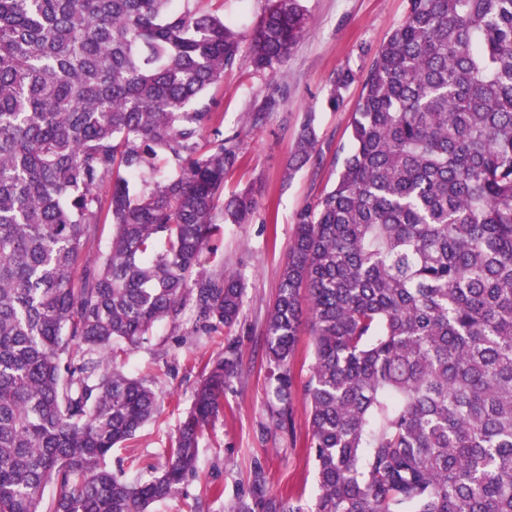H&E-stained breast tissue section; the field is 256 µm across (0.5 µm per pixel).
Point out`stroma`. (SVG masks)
I'll use <instances>...</instances> for the list:
<instances>
[{"label": "stroma", "instance_id": "1", "mask_svg": "<svg viewBox=\"0 0 512 512\" xmlns=\"http://www.w3.org/2000/svg\"><path fill=\"white\" fill-rule=\"evenodd\" d=\"M310 20L275 75L247 66L226 71L221 84L205 94L213 126L238 135L242 165L226 178L229 192L249 191L256 202L252 223L222 225L216 253L207 268L238 273L245 286L240 321L214 336L190 335L162 321L148 342L122 356L124 371L155 390L160 413L125 446L113 449L109 462L130 481L149 478L165 462L182 412L189 407L205 362L223 354L226 341L238 347L236 371L224 390V411L210 426L198 452V476L182 493L155 505L153 512H224L249 487L254 464H261L276 493L312 501L316 469L308 448V408L303 389L310 376L313 343L310 324H302L292 364L293 415L289 430L268 426V367L265 320L280 284L294 233L296 214L318 200L336 178L350 143L352 117L360 94L353 84L340 108L327 99L338 70L365 71L390 33L405 19L407 0H304ZM277 106L252 123L266 97ZM312 122L317 154L289 172L292 151L304 122ZM223 487L222 497L206 495V485Z\"/></svg>", "mask_w": 512, "mask_h": 512}]
</instances>
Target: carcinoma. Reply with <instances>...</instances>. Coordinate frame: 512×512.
Returning a JSON list of instances; mask_svg holds the SVG:
<instances>
[{
	"label": "carcinoma",
	"mask_w": 512,
	"mask_h": 512,
	"mask_svg": "<svg viewBox=\"0 0 512 512\" xmlns=\"http://www.w3.org/2000/svg\"><path fill=\"white\" fill-rule=\"evenodd\" d=\"M202 2L0 0V512H151L196 476L223 411L231 341L160 472L108 463L159 414L117 353L188 301L197 335L242 313L240 276L205 264L217 221L249 224L255 202L222 199L241 144L204 138V94L243 64L275 74L310 20L271 0L244 35ZM356 81L351 148L296 214L266 318L285 429L308 290L318 493L273 494L256 462L227 512H512V0H408L329 105ZM316 146L308 121L289 169Z\"/></svg>",
	"instance_id": "obj_1"
}]
</instances>
